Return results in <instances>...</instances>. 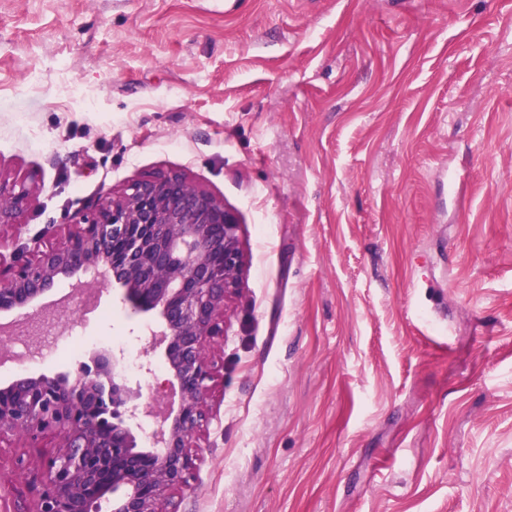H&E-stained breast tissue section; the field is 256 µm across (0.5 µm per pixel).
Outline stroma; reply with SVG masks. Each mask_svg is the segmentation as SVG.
<instances>
[{
	"mask_svg": "<svg viewBox=\"0 0 512 512\" xmlns=\"http://www.w3.org/2000/svg\"><path fill=\"white\" fill-rule=\"evenodd\" d=\"M168 171L244 252L172 512H512V0H0V259ZM87 292L22 373L151 396V316ZM57 443H0L14 512ZM30 197L31 190L25 182L0 177V235L2 229L17 223L16 219L27 208Z\"/></svg>",
	"mask_w": 512,
	"mask_h": 512,
	"instance_id": "1",
	"label": "stroma"
}]
</instances>
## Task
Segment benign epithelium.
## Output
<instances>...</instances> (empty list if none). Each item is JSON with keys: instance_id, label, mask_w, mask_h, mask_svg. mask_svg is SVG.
Wrapping results in <instances>:
<instances>
[{"instance_id": "1", "label": "benign epithelium", "mask_w": 512, "mask_h": 512, "mask_svg": "<svg viewBox=\"0 0 512 512\" xmlns=\"http://www.w3.org/2000/svg\"><path fill=\"white\" fill-rule=\"evenodd\" d=\"M30 187L0 179V230L16 224ZM237 214L171 171L130 182L92 206L55 242L30 259L0 260V313L21 311L0 326L1 338L54 319L67 302H44L61 279L81 293L91 275L122 290L137 313L155 315L150 347L162 350L164 386L178 402L158 410L139 402L117 356L96 355L74 376L18 375L0 384V442L32 443L52 433L58 449L18 471L40 486L35 512H167L173 495L188 487L194 439L207 421L213 368L206 346L224 335V307L239 286L243 250ZM156 423L146 433L142 417Z\"/></svg>"}]
</instances>
